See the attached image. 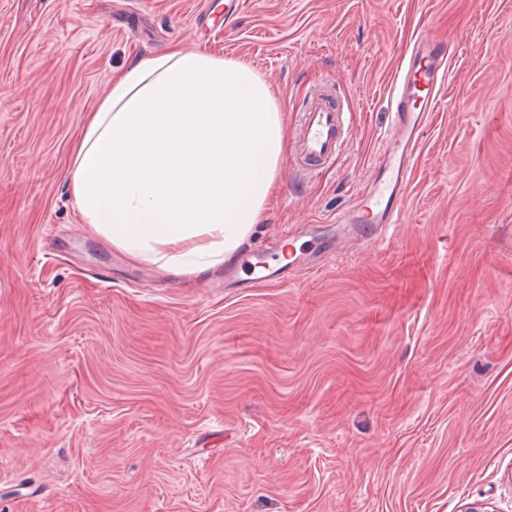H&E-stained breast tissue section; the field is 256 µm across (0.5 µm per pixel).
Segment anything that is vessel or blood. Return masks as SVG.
<instances>
[{
    "instance_id": "vessel-or-blood-1",
    "label": "vessel or blood",
    "mask_w": 512,
    "mask_h": 512,
    "mask_svg": "<svg viewBox=\"0 0 512 512\" xmlns=\"http://www.w3.org/2000/svg\"><path fill=\"white\" fill-rule=\"evenodd\" d=\"M405 61L403 73L390 84L389 129L372 166L371 181L341 217L353 230L337 235L332 243L336 253L348 251L355 241L380 244L389 225L399 223L405 208L413 157L428 115L440 101L448 59L432 40L420 38L406 53ZM295 137L301 171L312 173L335 161L345 144L347 127L345 114L331 93L316 90L305 97ZM281 253L278 246L260 254L246 249L226 265L224 272L232 279L239 268L255 265L264 268L269 278L283 281L294 274L297 263L282 261Z\"/></svg>"
}]
</instances>
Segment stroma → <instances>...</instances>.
Segmentation results:
<instances>
[{
    "label": "stroma",
    "mask_w": 512,
    "mask_h": 512,
    "mask_svg": "<svg viewBox=\"0 0 512 512\" xmlns=\"http://www.w3.org/2000/svg\"><path fill=\"white\" fill-rule=\"evenodd\" d=\"M450 63L400 224L291 281L152 279L81 224L69 161L113 72L175 46L332 82L244 245L329 241L418 35ZM512 512V0H0V512ZM295 127L300 170L315 172L336 161L347 138L346 119L331 93L315 90L306 96Z\"/></svg>",
    "instance_id": "1"
}]
</instances>
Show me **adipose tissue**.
Segmentation results:
<instances>
[{
  "mask_svg": "<svg viewBox=\"0 0 512 512\" xmlns=\"http://www.w3.org/2000/svg\"><path fill=\"white\" fill-rule=\"evenodd\" d=\"M287 148L268 84L232 58L174 47L112 75L70 160L83 223L175 276L233 259Z\"/></svg>",
  "mask_w": 512,
  "mask_h": 512,
  "instance_id": "obj_1",
  "label": "adipose tissue"
}]
</instances>
